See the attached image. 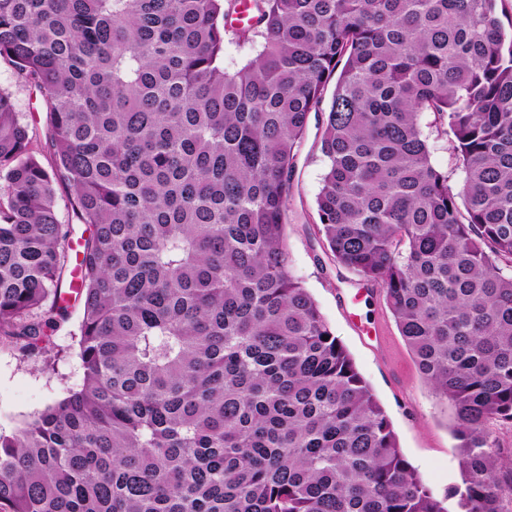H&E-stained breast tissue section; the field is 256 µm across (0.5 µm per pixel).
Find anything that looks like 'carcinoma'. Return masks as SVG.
<instances>
[{"instance_id": "obj_1", "label": "carcinoma", "mask_w": 512, "mask_h": 512, "mask_svg": "<svg viewBox=\"0 0 512 512\" xmlns=\"http://www.w3.org/2000/svg\"><path fill=\"white\" fill-rule=\"evenodd\" d=\"M0 0V59L42 92L37 160L0 89V336L82 306L83 385L0 432V512H448L294 276L310 113L336 262L384 295L450 406L459 512H509L512 36L497 0ZM446 127L460 187L421 128ZM86 225L71 229L54 184ZM250 44L239 42L231 33H227L224 39V69L234 72L252 56ZM55 205L57 210V216L62 224L73 225L74 232V248H76V241L79 240L81 232L85 226L80 224L75 218L72 207H71V193L62 184H57L55 187Z\"/></svg>"}]
</instances>
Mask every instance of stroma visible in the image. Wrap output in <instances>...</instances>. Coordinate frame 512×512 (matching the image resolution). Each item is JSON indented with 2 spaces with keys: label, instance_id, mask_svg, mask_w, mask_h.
Wrapping results in <instances>:
<instances>
[{
  "label": "stroma",
  "instance_id": "obj_1",
  "mask_svg": "<svg viewBox=\"0 0 512 512\" xmlns=\"http://www.w3.org/2000/svg\"><path fill=\"white\" fill-rule=\"evenodd\" d=\"M0 86L11 92L38 148L37 159L52 167V157L42 149L44 97L33 84L19 82L3 59ZM323 118L320 112L310 114L295 161L286 226L292 270L371 387L406 459L431 493L445 500L449 512H456L448 491L460 485L462 477L452 414L427 387L382 294L363 289L356 275L336 263L318 224L316 197L326 168L321 152ZM423 130L432 146L433 164L447 172L450 185H459L462 175L448 136L429 114L423 117ZM81 319L80 305L72 304L68 320L49 331L40 354L23 355L12 340L0 338V431L19 430L47 406L81 388Z\"/></svg>",
  "mask_w": 512,
  "mask_h": 512
}]
</instances>
